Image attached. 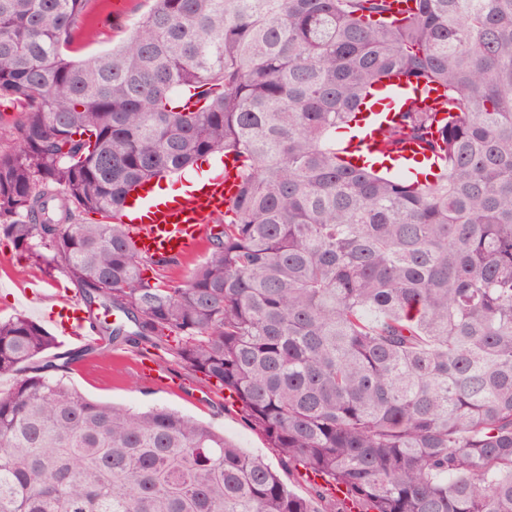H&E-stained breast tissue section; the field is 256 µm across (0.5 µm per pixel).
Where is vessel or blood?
Returning a JSON list of instances; mask_svg holds the SVG:
<instances>
[{
  "label": "vessel or blood",
  "instance_id": "obj_1",
  "mask_svg": "<svg viewBox=\"0 0 512 512\" xmlns=\"http://www.w3.org/2000/svg\"><path fill=\"white\" fill-rule=\"evenodd\" d=\"M236 184L234 174H218L204 182L202 191H186L171 202L159 201L148 189L135 205L127 207L122 220L141 253L186 255L204 240L209 222L223 216L224 204L235 194ZM55 327L78 347L95 344L90 316L80 302L65 307Z\"/></svg>",
  "mask_w": 512,
  "mask_h": 512
}]
</instances>
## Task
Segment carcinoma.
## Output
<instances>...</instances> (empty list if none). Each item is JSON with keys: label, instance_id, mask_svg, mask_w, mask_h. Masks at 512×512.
Listing matches in <instances>:
<instances>
[{"label": "carcinoma", "instance_id": "carcinoma-1", "mask_svg": "<svg viewBox=\"0 0 512 512\" xmlns=\"http://www.w3.org/2000/svg\"><path fill=\"white\" fill-rule=\"evenodd\" d=\"M88 2L0 0V238L124 316L100 339L216 380L315 487L178 411L87 397L67 382L87 349L17 315L0 512H333L338 490L356 512H512V0H153L75 59ZM396 78L414 96L353 161ZM407 142L425 170L391 165ZM210 155L238 192L175 284L117 217Z\"/></svg>", "mask_w": 512, "mask_h": 512}]
</instances>
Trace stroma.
I'll list each match as a JSON object with an SVG mask.
<instances>
[{
	"label": "stroma",
	"instance_id": "obj_1",
	"mask_svg": "<svg viewBox=\"0 0 512 512\" xmlns=\"http://www.w3.org/2000/svg\"><path fill=\"white\" fill-rule=\"evenodd\" d=\"M151 6V0H89L84 27L87 53L105 51L125 41L132 23ZM37 278L46 279L47 288L38 296L25 295L29 281ZM77 296L75 286L62 272L31 265L24 252L0 239L1 318L21 314L47 328L51 325L48 313L60 298ZM144 355L156 359L162 371L177 377L179 389L168 390L140 380L136 364ZM68 379L96 400L142 409L164 406L191 415L223 431L225 438L272 469L280 467L275 450L263 435L245 424L237 404L226 401L214 383L178 366L161 350L150 348L142 353L132 348L108 351L99 347L71 367Z\"/></svg>",
	"mask_w": 512,
	"mask_h": 512
}]
</instances>
